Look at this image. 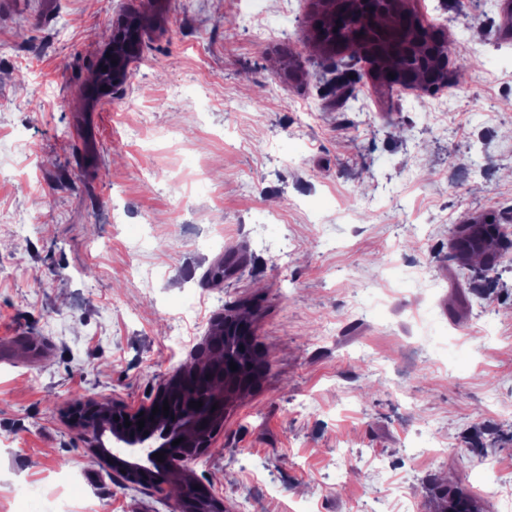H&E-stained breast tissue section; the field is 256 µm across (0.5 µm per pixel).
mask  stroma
I'll use <instances>...</instances> for the list:
<instances>
[{"label": "stroma", "instance_id": "35a3bbf8", "mask_svg": "<svg viewBox=\"0 0 512 512\" xmlns=\"http://www.w3.org/2000/svg\"><path fill=\"white\" fill-rule=\"evenodd\" d=\"M407 5L480 45L460 94L340 82L314 0H0V512H168L65 413L146 401L228 307L267 369L189 464L224 512H439L450 477L506 512L512 261L463 273L448 230L512 225V8ZM111 38L112 47L103 56L112 61V81L115 89L128 74L133 62L129 49L130 36L126 29V18L120 19L115 24Z\"/></svg>", "mask_w": 512, "mask_h": 512}]
</instances>
